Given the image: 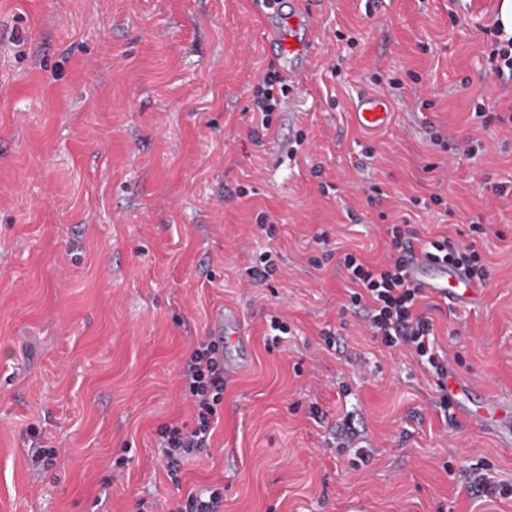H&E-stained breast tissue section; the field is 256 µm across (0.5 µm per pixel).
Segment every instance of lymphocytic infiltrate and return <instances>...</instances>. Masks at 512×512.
I'll use <instances>...</instances> for the list:
<instances>
[{"label": "lymphocytic infiltrate", "instance_id": "f902f5d3", "mask_svg": "<svg viewBox=\"0 0 512 512\" xmlns=\"http://www.w3.org/2000/svg\"><path fill=\"white\" fill-rule=\"evenodd\" d=\"M288 86L275 71L261 76L253 90V109L260 116L262 128H269L272 114L280 104L281 94ZM392 247L385 262L372 264L348 253L343 266L350 283L349 304L363 309L364 321L373 336L389 348L416 354L437 378L442 393L440 402H447L443 390L448 380V366L433 352L434 327L431 318L417 310L420 288L407 274V263L413 246L404 230L392 227ZM436 257L466 268L471 276L485 280L483 257L475 245L450 240L432 241ZM181 384L184 397L194 409L192 425L165 424L158 428L159 462L173 486H180V474L186 461L200 449L208 447L219 423L224 402V357L210 339L197 341L182 365Z\"/></svg>", "mask_w": 512, "mask_h": 512}]
</instances>
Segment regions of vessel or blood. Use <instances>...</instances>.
I'll return each instance as SVG.
<instances>
[{
	"instance_id": "vessel-or-blood-1",
	"label": "vessel or blood",
	"mask_w": 512,
	"mask_h": 512,
	"mask_svg": "<svg viewBox=\"0 0 512 512\" xmlns=\"http://www.w3.org/2000/svg\"><path fill=\"white\" fill-rule=\"evenodd\" d=\"M259 17L266 45L293 61L284 72L285 78L291 82L299 81L312 60L316 30V21L307 0H292L290 14L295 26L302 31V38L288 36L283 22L272 19L269 12H260ZM353 119L359 127L372 130L389 126L391 114L383 98L365 96L358 101ZM407 271L412 283L452 309L472 302L482 288L481 282L469 277L463 268L435 260L424 253L414 254ZM210 334L223 347L225 373H237L249 366L251 358L246 351L244 321L238 309L227 307L217 313ZM448 399L453 412L479 422L487 431L512 435L511 406L477 396L471 384L454 377L448 380Z\"/></svg>"
}]
</instances>
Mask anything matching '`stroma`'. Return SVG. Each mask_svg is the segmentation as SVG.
Here are the masks:
<instances>
[{"mask_svg": "<svg viewBox=\"0 0 512 512\" xmlns=\"http://www.w3.org/2000/svg\"><path fill=\"white\" fill-rule=\"evenodd\" d=\"M498 3L311 0L314 59L259 131L252 87L283 66L255 0H0V512H171L215 487L224 512H512L462 475L512 484V439L443 413L435 376L346 310L339 265L383 260L404 221L423 243H475L480 301L420 305L449 370L512 402ZM364 94L390 127L355 126ZM465 140L475 158L452 154ZM264 253L275 271L251 285ZM224 304L250 324L251 366L176 487L155 433L192 423L179 368ZM273 315L290 328L276 344ZM40 446L59 449L52 469L32 467Z\"/></svg>", "mask_w": 512, "mask_h": 512, "instance_id": "stroma-1", "label": "stroma"}]
</instances>
